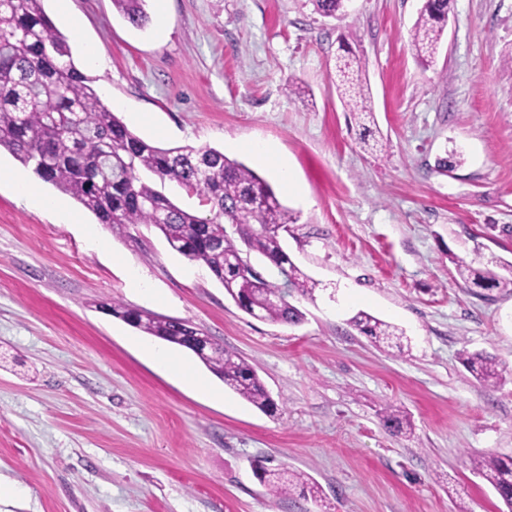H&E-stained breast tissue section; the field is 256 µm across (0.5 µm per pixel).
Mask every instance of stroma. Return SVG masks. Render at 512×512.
I'll list each match as a JSON object with an SVG mask.
<instances>
[{
    "mask_svg": "<svg viewBox=\"0 0 512 512\" xmlns=\"http://www.w3.org/2000/svg\"><path fill=\"white\" fill-rule=\"evenodd\" d=\"M420 6L349 0L334 19L311 0H146L140 29L112 0H68L83 20L74 63L103 102L146 141L211 147L265 178L298 216L282 246L316 288L290 299L301 324L258 320L155 228L98 223L41 183L80 218L61 224L0 183V512H511L469 457L512 456V293H471L453 260L512 264V0H453L428 68L410 42ZM343 42L368 62L366 126L336 90ZM263 145L302 193L257 161ZM452 149L460 164L438 172ZM112 303L202 329L278 412L185 348L167 350L219 399L158 368L156 337ZM360 311L402 329V348L355 330ZM464 349L497 356L506 384L480 385ZM387 403L412 437L381 425ZM264 459L315 482L322 504L273 498L254 474Z\"/></svg>",
    "mask_w": 512,
    "mask_h": 512,
    "instance_id": "obj_1",
    "label": "stroma"
}]
</instances>
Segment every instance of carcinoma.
<instances>
[{
	"label": "carcinoma",
	"mask_w": 512,
	"mask_h": 512,
	"mask_svg": "<svg viewBox=\"0 0 512 512\" xmlns=\"http://www.w3.org/2000/svg\"><path fill=\"white\" fill-rule=\"evenodd\" d=\"M145 0H112L135 27L149 21ZM348 0H312L315 10L336 17ZM451 0H424L411 30L419 62L435 60L448 26ZM367 61L350 49L337 56L336 88L348 111L373 114L366 81ZM11 152L41 180L71 195L101 224H150L168 244L192 262L201 263L224 286L237 306L273 323L297 325L302 312L288 301L291 293L313 296L315 283L283 249L280 233L296 223L272 187L243 163L208 147L161 148L140 138L101 101L91 80L72 61L66 38L42 7V0H0V149ZM175 182L209 206L201 219L175 205L155 182ZM255 252L277 269L284 285L258 273L243 252ZM464 286L512 292V277L453 259ZM112 314L140 331L190 351L202 333L180 320L154 317L114 304ZM349 323L376 345L400 338L403 331L364 311ZM200 361L224 385L265 413L278 404L255 369L216 344ZM461 364L483 386L500 387L506 369L487 352H459ZM382 426L394 435L412 424L399 407L380 411ZM474 473L492 485L512 512V458L477 453L469 456ZM255 475L275 498H320L315 484L301 473L255 466Z\"/></svg>",
	"instance_id": "carcinoma-1"
}]
</instances>
